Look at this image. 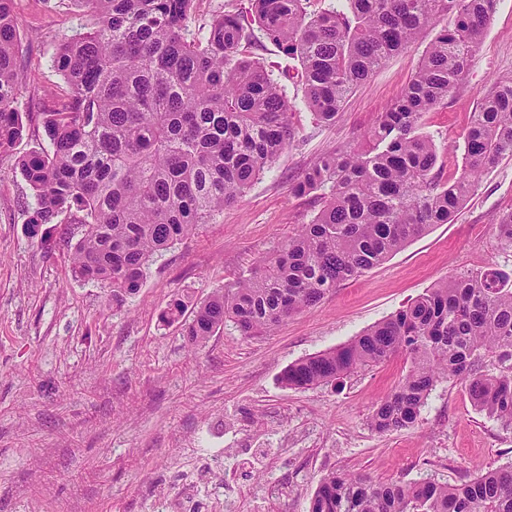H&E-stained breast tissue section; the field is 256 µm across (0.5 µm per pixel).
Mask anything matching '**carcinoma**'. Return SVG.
I'll list each match as a JSON object with an SVG mask.
<instances>
[{
  "label": "carcinoma",
  "mask_w": 512,
  "mask_h": 512,
  "mask_svg": "<svg viewBox=\"0 0 512 512\" xmlns=\"http://www.w3.org/2000/svg\"><path fill=\"white\" fill-rule=\"evenodd\" d=\"M16 0H0V160L25 131L19 92ZM92 20L61 43L53 66L69 87L60 111L40 112L46 145L16 158L32 199L27 224L82 225L72 275L115 298L136 294L150 258L224 213L293 138L282 86L240 55L252 29L220 11L192 27L196 0H71ZM499 0H251L264 35L300 62L307 109L332 123L347 96L442 16L401 97L365 135L319 157L294 187L322 207L250 273L215 289L183 321L177 298L161 313L193 345L230 325L272 332L333 288L382 264L435 224L448 223L481 178L512 157V80L482 94L463 135V164L444 174L424 113L459 89ZM497 245L512 250V210ZM409 367L370 416L379 433L414 426L435 388L464 385L479 411L512 430V274L487 268L442 279L350 342L289 364L281 382L310 389L396 355ZM310 512H512V464L450 486L333 472Z\"/></svg>",
  "instance_id": "carcinoma-1"
}]
</instances>
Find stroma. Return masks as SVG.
Returning a JSON list of instances; mask_svg holds the SVG:
<instances>
[{"instance_id":"1","label":"stroma","mask_w":512,"mask_h":512,"mask_svg":"<svg viewBox=\"0 0 512 512\" xmlns=\"http://www.w3.org/2000/svg\"><path fill=\"white\" fill-rule=\"evenodd\" d=\"M16 15V106L34 115L61 107L69 90L52 56L84 20L64 0H16ZM435 35L424 31L322 124L305 107L298 61L255 32L240 51L282 84L294 137L223 215L155 256L139 292L122 302L73 280L65 225L27 230L30 200L11 168L44 132L36 118L26 122L14 157L0 161V512H151L158 493L175 495L181 512H309L321 478L335 471L455 485L512 463V430L476 410L454 380L437 386L414 427L372 430L374 406L409 366L405 355L313 389L279 381L288 364L348 342L441 279L511 273L512 251L498 247L495 224L512 210V157L483 176L450 223L271 333L223 330L194 347L160 318L177 297L200 302L235 282L310 220L320 201L294 185L319 156L361 140ZM505 79L512 0H499L465 86L422 119L448 165L462 161L461 136L481 94Z\"/></svg>"}]
</instances>
